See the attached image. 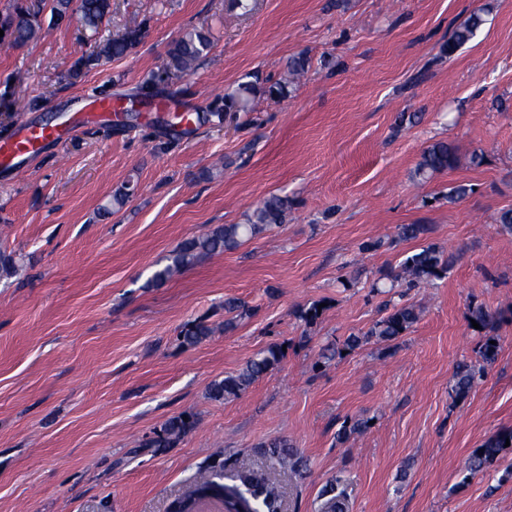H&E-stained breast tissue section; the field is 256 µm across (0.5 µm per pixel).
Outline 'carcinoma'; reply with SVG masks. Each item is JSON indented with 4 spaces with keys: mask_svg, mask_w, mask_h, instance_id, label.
<instances>
[{
    "mask_svg": "<svg viewBox=\"0 0 512 512\" xmlns=\"http://www.w3.org/2000/svg\"><path fill=\"white\" fill-rule=\"evenodd\" d=\"M111 8L110 0H54L51 8L52 21L60 23L77 17L86 28L96 29L102 23ZM5 32L11 43L24 45L33 41L41 30L40 11L20 10L5 19ZM482 24L477 13L462 25L456 27L448 38V53H454L468 43ZM141 29L129 28L125 33L100 47L97 58L106 60L121 58L133 49L141 39ZM211 47L208 35L197 28L186 31L176 41L170 51L168 69L182 74L194 70L197 61L207 54ZM256 87L251 83L241 85L238 91L224 96V117L232 118L236 112L244 109ZM456 158L454 151L446 142H436L428 146L421 155L416 175L426 179L435 173L453 166ZM289 200L286 197L272 195L257 206L247 217L245 224H224L210 228L198 236L180 244L171 262L156 272L154 279L163 283L181 272L202 256L215 254L238 247L242 242L255 238L272 227L285 223L288 217ZM448 272V259L443 250L435 244L420 246L407 255L399 265V270L389 273L392 282L399 288H415L429 283ZM224 311L229 318L224 320V329L235 327L236 321L247 314V310L235 298L224 302ZM421 311L409 303H394L386 316L376 321L368 335L380 341H391L410 330L420 319ZM213 332V328L200 320L185 329L181 343L194 346ZM282 357L279 346L273 345L248 361L237 373L214 381L209 386V398L222 401L246 391L259 377L274 367ZM475 375L466 365L457 368L454 392L463 399L471 391ZM192 417L181 415L170 418L157 433L156 437L145 444L147 448H169L177 444L192 428ZM512 442V429H501L491 434L479 448L475 449L465 462L468 475L474 477L485 472L502 459L506 450V441ZM261 453L273 470L299 472L301 461L294 449L285 440H273L262 446ZM221 482V507L218 512H281L280 494L274 483L250 471L239 469L235 464L221 456H216L204 465L189 490L181 495L178 512H195L193 502L202 493ZM327 497V512H342L344 492L336 491L331 482L322 491Z\"/></svg>",
    "mask_w": 512,
    "mask_h": 512,
    "instance_id": "carcinoma-1",
    "label": "carcinoma"
}]
</instances>
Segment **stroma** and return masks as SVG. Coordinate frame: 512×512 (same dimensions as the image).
Instances as JSON below:
<instances>
[{"label": "stroma", "mask_w": 512, "mask_h": 512, "mask_svg": "<svg viewBox=\"0 0 512 512\" xmlns=\"http://www.w3.org/2000/svg\"><path fill=\"white\" fill-rule=\"evenodd\" d=\"M228 3L111 0L95 32L52 23L46 5L38 39L0 41V139L22 122L57 124L96 93L130 104L23 170L0 169V253L20 268L0 280V512H167L220 451L275 483L281 512H321L335 478L349 512H512V448L487 474L463 472L487 436L512 428V234L496 222L512 208V0ZM474 13L475 37L446 53ZM133 25L142 37L127 55L97 59ZM193 27L210 53L162 79ZM299 54L310 61L300 83L283 100L265 95ZM247 82L259 88L248 111L208 122ZM146 95L205 120L172 135L136 109ZM438 141L455 147V166L416 177ZM457 184L473 191L448 202ZM272 194L292 201L284 224L152 283L184 240L245 223ZM404 224L428 225L451 268L401 297L386 275L418 246L399 239ZM228 297L250 311L230 333ZM401 298L420 307L418 323L391 343L368 337ZM314 303L322 314L305 323ZM477 306L495 314L491 333L473 327ZM200 319L212 335L181 345ZM350 335L357 348L320 359ZM273 344L284 349L274 368L238 397L209 398ZM462 362L476 383L459 399ZM182 413L194 417L185 437L148 447ZM275 438L303 457L302 476L268 470L260 446Z\"/></svg>", "instance_id": "obj_1"}]
</instances>
